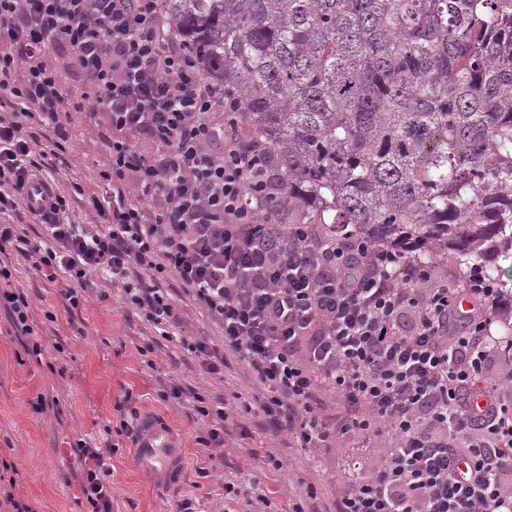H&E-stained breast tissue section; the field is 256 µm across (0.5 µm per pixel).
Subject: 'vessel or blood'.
Wrapping results in <instances>:
<instances>
[{
	"instance_id": "vessel-or-blood-1",
	"label": "vessel or blood",
	"mask_w": 512,
	"mask_h": 512,
	"mask_svg": "<svg viewBox=\"0 0 512 512\" xmlns=\"http://www.w3.org/2000/svg\"><path fill=\"white\" fill-rule=\"evenodd\" d=\"M183 456L182 445L167 423L152 416L141 417L133 461L153 486L179 490L184 478Z\"/></svg>"
}]
</instances>
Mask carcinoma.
<instances>
[{
  "label": "carcinoma",
  "mask_w": 512,
  "mask_h": 512,
  "mask_svg": "<svg viewBox=\"0 0 512 512\" xmlns=\"http://www.w3.org/2000/svg\"><path fill=\"white\" fill-rule=\"evenodd\" d=\"M303 224L450 256L512 312V0H162Z\"/></svg>",
  "instance_id": "cac0c4a2"
}]
</instances>
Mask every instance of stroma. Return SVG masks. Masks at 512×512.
I'll return each instance as SVG.
<instances>
[{
	"mask_svg": "<svg viewBox=\"0 0 512 512\" xmlns=\"http://www.w3.org/2000/svg\"><path fill=\"white\" fill-rule=\"evenodd\" d=\"M104 127L90 126L84 114L74 113L70 125L72 149L58 176L95 191L94 177L107 162L102 144ZM18 280L27 293L37 332L46 352L42 361L28 358L23 337L15 335L5 313H0V461L19 472L16 498L36 512H83L80 483L82 466L72 449L78 439H110L118 449L110 461L112 512H172L175 499L151 486L132 464L133 444L116 434L121 416L115 409L124 394H131L140 414L164 420L184 448L183 493L200 499L203 512H249L248 500L265 495L261 512H292L307 487H316L312 507L323 512L331 503L328 482L362 454L346 448L305 450L288 437L273 438L263 413L248 416L249 438L231 434L223 459L210 456L198 444L203 425L190 399L162 400L163 391L178 384L198 392L212 406H224L235 415L234 395L251 398L259 387L244 365L230 361L223 375L202 371L183 339L207 338L221 346L219 328L181 288L171 291L185 324L177 336L154 339L147 322L127 307L118 289L103 284L101 293L86 294L78 310L67 311L58 296L65 280L48 281L32 262L18 267ZM51 310L54 321L43 318ZM154 342L155 351L144 357L138 348ZM43 398L42 412L32 400ZM282 469H275L274 460ZM207 477H199L198 469ZM240 486V498L225 502V482Z\"/></svg>",
	"mask_w": 512,
	"mask_h": 512,
	"instance_id": "obj_1",
	"label": "stroma"
}]
</instances>
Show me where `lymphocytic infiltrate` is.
Segmentation results:
<instances>
[{"label": "lymphocytic infiltrate", "instance_id": "f902f5d3", "mask_svg": "<svg viewBox=\"0 0 512 512\" xmlns=\"http://www.w3.org/2000/svg\"><path fill=\"white\" fill-rule=\"evenodd\" d=\"M65 64L80 94L65 95ZM241 110L177 43L159 0H0V310L29 337L26 353L43 348L7 250L65 278L68 310L109 280L163 337L182 322L162 286L170 275L224 333L220 349L185 342L201 369L221 374L233 358L258 384L244 413L261 410L301 448L386 436L364 469L337 476L328 512H512V337L491 333V285L290 220L279 170ZM75 112L108 130L90 194L59 186L37 136L65 151ZM35 185L48 209L31 205ZM79 194L96 223L71 221ZM31 220L42 227L34 239ZM327 391L342 406L323 416ZM73 449L88 512H112L115 444Z\"/></svg>", "mask_w": 512, "mask_h": 512}]
</instances>
